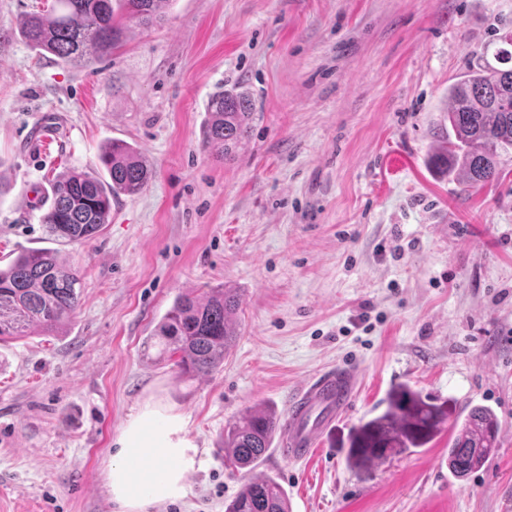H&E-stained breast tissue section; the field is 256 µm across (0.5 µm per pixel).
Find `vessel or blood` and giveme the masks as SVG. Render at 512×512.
Masks as SVG:
<instances>
[{
  "label": "vessel or blood",
  "mask_w": 512,
  "mask_h": 512,
  "mask_svg": "<svg viewBox=\"0 0 512 512\" xmlns=\"http://www.w3.org/2000/svg\"><path fill=\"white\" fill-rule=\"evenodd\" d=\"M355 383L354 370L339 368L298 388L284 424L285 453L289 459L304 460L315 453L322 430L350 405Z\"/></svg>",
  "instance_id": "b4317fda"
}]
</instances>
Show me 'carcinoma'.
I'll return each instance as SVG.
<instances>
[{
  "label": "carcinoma",
  "instance_id": "carcinoma-1",
  "mask_svg": "<svg viewBox=\"0 0 512 512\" xmlns=\"http://www.w3.org/2000/svg\"><path fill=\"white\" fill-rule=\"evenodd\" d=\"M170 0H53L50 8L27 14L19 34L40 56L89 68L119 48L125 25L149 26L162 18ZM489 64L470 67L448 86V132L436 147L437 172L457 182L461 191L505 176L498 158L512 149V34L497 36ZM252 102L242 92L221 90L208 103L202 146L227 154L235 148L252 119ZM107 177L68 170L52 186V204L42 216L46 232L61 243H84L109 223L112 200L142 192L153 168L133 147L111 141L99 154ZM81 302L79 272L65 268L49 249L19 253L0 267V343L52 335L65 326ZM239 299L234 289L217 287L204 295H178L156 324L150 345L158 358L189 378L213 372L238 336L234 315ZM453 431L448 469L463 480L481 468L498 448L500 422L495 411L472 405L457 413L453 401L438 404L407 386L391 391L385 409L361 423L349 441L352 467L384 462L410 448H426L443 425ZM279 414L254 408L224 428V457L238 469L254 471L270 450ZM225 512H290L283 487L266 475L246 479Z\"/></svg>",
  "mask_w": 512,
  "mask_h": 512
}]
</instances>
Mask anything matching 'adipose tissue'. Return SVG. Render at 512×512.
I'll return each mask as SVG.
<instances>
[{
	"mask_svg": "<svg viewBox=\"0 0 512 512\" xmlns=\"http://www.w3.org/2000/svg\"><path fill=\"white\" fill-rule=\"evenodd\" d=\"M116 444L104 482L121 512H147L184 496L197 451L174 408L146 401L130 416Z\"/></svg>",
	"mask_w": 512,
	"mask_h": 512,
	"instance_id": "obj_1",
	"label": "adipose tissue"
}]
</instances>
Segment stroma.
<instances>
[{"label": "stroma", "mask_w": 512, "mask_h": 512, "mask_svg": "<svg viewBox=\"0 0 512 512\" xmlns=\"http://www.w3.org/2000/svg\"><path fill=\"white\" fill-rule=\"evenodd\" d=\"M503 27L512 0H169L90 70L0 44V266L51 249L83 285L66 329L0 343V512H119L103 471L151 397L176 405L198 465L149 512H224L245 481L225 425L253 406L286 416L303 383L347 365L357 390L320 453L276 442L258 467L291 512H512V152L505 179L467 192L430 163L449 84L492 60ZM222 87L253 104L223 157L201 146ZM112 139L152 180L95 239L52 241L24 197L100 172ZM219 285L240 296L236 341L210 375L180 376L146 340L176 296ZM402 384L491 407L495 454L457 481L444 430L349 466L353 430Z\"/></svg>", "instance_id": "stroma-1"}]
</instances>
